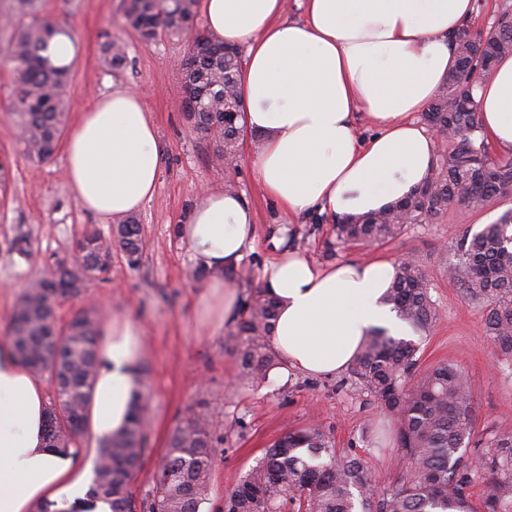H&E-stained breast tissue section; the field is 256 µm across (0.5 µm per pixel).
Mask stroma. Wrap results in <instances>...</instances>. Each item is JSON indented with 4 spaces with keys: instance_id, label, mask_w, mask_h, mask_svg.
<instances>
[{
    "instance_id": "obj_1",
    "label": "stroma",
    "mask_w": 512,
    "mask_h": 512,
    "mask_svg": "<svg viewBox=\"0 0 512 512\" xmlns=\"http://www.w3.org/2000/svg\"><path fill=\"white\" fill-rule=\"evenodd\" d=\"M32 8L73 34L66 127H73L82 112L117 83L133 89L146 104L163 149L154 196L135 214L144 243L139 265L130 267L121 249L113 248L109 270L88 279L80 295L59 299L56 305L62 326L86 311L101 322L116 315L129 318L142 330V394L149 425L142 466L131 485L136 501L147 498L174 429L203 403L221 438L211 473L212 495L203 512H220L225 492L274 441L316 423L331 430L337 449L354 450L367 461L377 487L392 486L404 471L395 422L350 371L331 377L274 373L268 382L253 385L241 377L239 352L229 330L214 336L203 332L199 300L204 285L192 277L195 263L178 236V226L203 190L223 187L229 179L256 213L255 241L241 262L250 278L237 280L239 293L260 287L265 265L281 246L321 264L360 260L395 265L415 255L438 310L421 345L419 373L440 363L461 370L472 390L470 414L478 435L512 431V369L496 362V350L484 333L485 305L468 301L446 273L463 234L477 232L512 211V196L478 210L451 208L438 221L409 225L383 244L340 243L332 222L289 219L264 195L249 158L251 138L243 139L236 168L213 162V141L198 133L185 113L178 62L187 52V37L142 42L125 25L124 0H35ZM13 34V27L0 22V163L9 171L7 182L0 184V340L28 282L45 277L57 263L71 262L82 232L94 229L106 236L111 231L71 196L64 179V144L40 161L31 160L24 150L13 113L15 74L5 54ZM109 40L126 52L122 70L102 61V46ZM20 237L27 239L29 255L14 248Z\"/></svg>"
}]
</instances>
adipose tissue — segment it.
Instances as JSON below:
<instances>
[{"mask_svg":"<svg viewBox=\"0 0 512 512\" xmlns=\"http://www.w3.org/2000/svg\"><path fill=\"white\" fill-rule=\"evenodd\" d=\"M305 18L284 20L286 0H205L210 38L245 50L241 122L259 134L251 157L265 195L291 216L318 220L386 209L432 175L435 141L414 119L455 62L452 35L476 0H303ZM482 130L512 153V54L475 91ZM366 110L380 131L361 137ZM162 151L151 113L122 85L70 132L65 178L75 201L102 223L152 199ZM256 216L240 194L203 191L180 237L207 284L200 324L217 333L241 303L226 280L254 242ZM393 268L346 261L323 267L288 250L263 270L279 301L272 344L285 371L332 376L345 370L375 327L410 329L382 301ZM142 332L115 317L101 327L87 429L102 441L124 429L140 390ZM45 383L0 343V512H110L89 492L74 451L46 441Z\"/></svg>","mask_w":512,"mask_h":512,"instance_id":"adipose-tissue-1","label":"adipose tissue"}]
</instances>
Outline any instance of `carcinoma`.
I'll list each match as a JSON object with an SVG mask.
<instances>
[{"label": "carcinoma", "mask_w": 512, "mask_h": 512, "mask_svg": "<svg viewBox=\"0 0 512 512\" xmlns=\"http://www.w3.org/2000/svg\"><path fill=\"white\" fill-rule=\"evenodd\" d=\"M198 14V0H125V21L142 41L177 36L188 31ZM65 30L39 15L16 27L6 52L18 76L15 111L28 154L49 156L62 133L70 67L50 52L51 42ZM471 56L456 47V64L448 81L424 114L430 127L452 142L447 155L435 161L432 178L395 205L355 220H336L337 238L373 245L398 237L409 224L431 223L464 199L472 209L503 196L501 186L512 181V159H493L475 111L472 78L475 67L487 70L501 55L512 53V11L504 7L492 34L469 46ZM104 64L120 69L125 51L112 40L103 46ZM239 48L224 45V53L197 57L185 74L193 86L185 104L187 119L203 122L214 142L215 159L236 164L245 129L240 92ZM117 242L129 265H137L143 250L139 224L131 218L115 235L89 230L78 240L82 264H63L46 278L24 288L8 332L17 358L33 374L48 375L54 395L48 406L46 436L55 448L74 447L85 430V411L96 366L99 325L94 315H76L67 328L57 327L55 303L77 296L87 279L104 273ZM448 276L472 301L487 307L485 334L503 360L512 365V212L493 224L464 235ZM411 327L413 336H392L383 329L370 332L351 363V373L397 424L401 457L410 462L402 480L377 497L372 475L355 454L339 452L332 433L313 425L288 434L265 450L225 496L223 512H512V432H496L487 441L477 437L470 415L472 393L467 377L446 364L433 367L414 384L407 378L418 362L420 340L437 319L427 276L413 258L398 263L385 296ZM276 318V302L265 290H249L233 318L240 343L241 374L252 383L270 379L276 365L267 338ZM147 406L139 404L126 429L100 442L91 493L108 501L111 512H136L130 486L144 455ZM215 436L209 413L201 410L178 426L155 475L148 512H200L210 500ZM486 444L467 451L470 443ZM480 486L478 504L472 489Z\"/></svg>", "instance_id": "1"}]
</instances>
